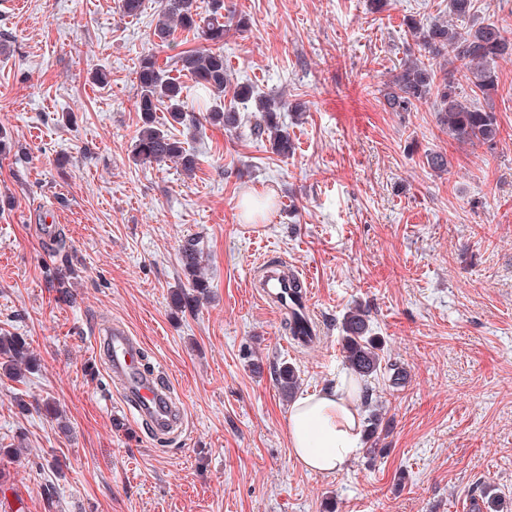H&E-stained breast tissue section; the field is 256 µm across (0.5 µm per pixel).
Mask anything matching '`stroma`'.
<instances>
[{
  "instance_id": "35a3bbf8",
  "label": "stroma",
  "mask_w": 512,
  "mask_h": 512,
  "mask_svg": "<svg viewBox=\"0 0 512 512\" xmlns=\"http://www.w3.org/2000/svg\"><path fill=\"white\" fill-rule=\"evenodd\" d=\"M158 9L0 6V332L41 360L0 373V446L24 449L0 456V512H470L484 486L512 499V57L481 101L499 141L464 145L432 103L399 114L378 92L421 54L406 19L447 17L448 0H224L249 20L224 36L230 82L282 101L294 152L178 125L197 156L188 177L132 159L139 56L152 47L166 65L206 46L183 31L154 46ZM429 152L447 154V172ZM250 193L270 200L267 218L245 216ZM43 224L66 241V301ZM190 238L211 291L192 313L170 302ZM262 256L311 276L314 346L289 344L259 298ZM357 304L407 380H367L386 410L383 453L328 478L292 455L276 377L293 366L304 393L345 376L340 323ZM113 321L172 387L177 434L151 435L108 386L93 331ZM46 400L63 421L37 411Z\"/></svg>"
}]
</instances>
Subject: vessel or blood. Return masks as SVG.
<instances>
[{
    "mask_svg": "<svg viewBox=\"0 0 512 512\" xmlns=\"http://www.w3.org/2000/svg\"><path fill=\"white\" fill-rule=\"evenodd\" d=\"M260 293L277 314L292 309L303 316L311 312V291L295 292L293 279L283 276L276 267L264 268ZM95 343L103 349L110 373L124 386L131 405L156 432L167 433L181 425L183 413L171 402L166 385L145 370L137 337L123 325L113 323L97 331Z\"/></svg>",
    "mask_w": 512,
    "mask_h": 512,
    "instance_id": "vessel-or-blood-1",
    "label": "vessel or blood"
}]
</instances>
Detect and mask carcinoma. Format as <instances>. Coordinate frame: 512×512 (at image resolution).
Masks as SVG:
<instances>
[{"label": "carcinoma", "mask_w": 512, "mask_h": 512, "mask_svg": "<svg viewBox=\"0 0 512 512\" xmlns=\"http://www.w3.org/2000/svg\"><path fill=\"white\" fill-rule=\"evenodd\" d=\"M476 0H449V14L456 18L474 15ZM224 0H211L209 12L200 11L198 0H160L158 19L153 38L163 46L177 31L192 32L208 43L203 50H185L174 61V69L192 78L194 82L214 95H223L229 86L224 66ZM407 26L428 62L407 59L399 64L385 88L381 90L386 106L393 112H410L416 104L434 99L437 122L448 137L460 144L493 145L500 134L496 113L478 105L477 98H488L497 91L496 60L512 56V39L494 23L458 26L450 21L421 23L413 18ZM465 79L470 93L463 94L459 79ZM137 112L142 128L134 144L132 158L142 165L173 162L191 175L197 168L195 154L184 142L173 135L165 125H183L186 121L204 120L233 129L240 137H269L271 150L282 156L290 154L293 144L288 133L277 121L280 106L272 98L254 96L250 85L234 88L233 97L242 104L256 101L259 117L246 123L239 109L224 103L211 104L191 117L185 110L184 86L179 79L158 63L154 52H145L138 59ZM166 104L167 124L157 121L160 104ZM186 284L177 288L173 301L176 307L189 311L198 309L209 293L207 280L201 275V255L194 240L186 241L180 250ZM60 297L71 296L67 270L56 269L51 281ZM344 365L357 379L367 380L382 370L383 345L380 337L372 335L367 312L359 306L349 309L341 323ZM39 361L31 353L25 338L0 333V369L10 377H19L24 371L38 367ZM283 392L291 394L298 385V377L290 366L278 371ZM382 409H373L367 419V438L372 440L366 455L377 457L382 449L373 441L382 426Z\"/></svg>", "instance_id": "carcinoma-1"}]
</instances>
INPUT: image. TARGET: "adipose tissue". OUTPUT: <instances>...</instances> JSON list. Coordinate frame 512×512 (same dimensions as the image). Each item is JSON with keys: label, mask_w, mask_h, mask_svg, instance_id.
Listing matches in <instances>:
<instances>
[{"label": "adipose tissue", "mask_w": 512, "mask_h": 512, "mask_svg": "<svg viewBox=\"0 0 512 512\" xmlns=\"http://www.w3.org/2000/svg\"><path fill=\"white\" fill-rule=\"evenodd\" d=\"M287 428L296 460L321 476L342 471L362 452L358 410L338 385L298 396L289 410Z\"/></svg>", "instance_id": "adipose-tissue-1"}]
</instances>
